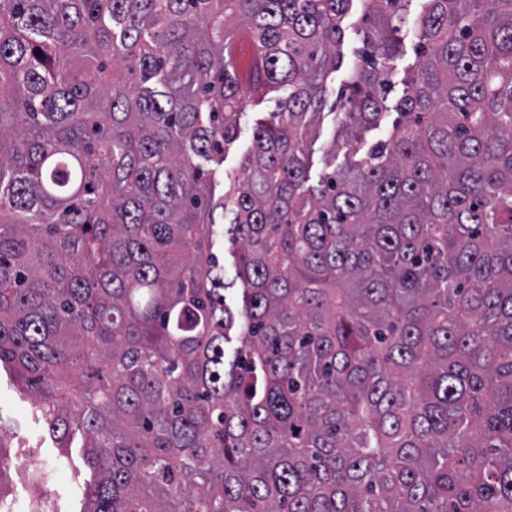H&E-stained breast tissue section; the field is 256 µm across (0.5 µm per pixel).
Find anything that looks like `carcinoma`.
<instances>
[{
    "instance_id": "obj_1",
    "label": "carcinoma",
    "mask_w": 512,
    "mask_h": 512,
    "mask_svg": "<svg viewBox=\"0 0 512 512\" xmlns=\"http://www.w3.org/2000/svg\"><path fill=\"white\" fill-rule=\"evenodd\" d=\"M355 1L357 154L411 0H0V366L83 512H512V0H423L389 137L311 185ZM283 95V91L272 92L263 100L251 99L245 106L242 115L238 120V134L236 141L227 146L224 152V163L221 166L213 165L216 169V180L218 181L215 192L216 195L222 193V171L224 174L235 173L240 169L242 156L245 149L251 144L255 120L259 117L256 112H271L274 107L270 98Z\"/></svg>"
}]
</instances>
